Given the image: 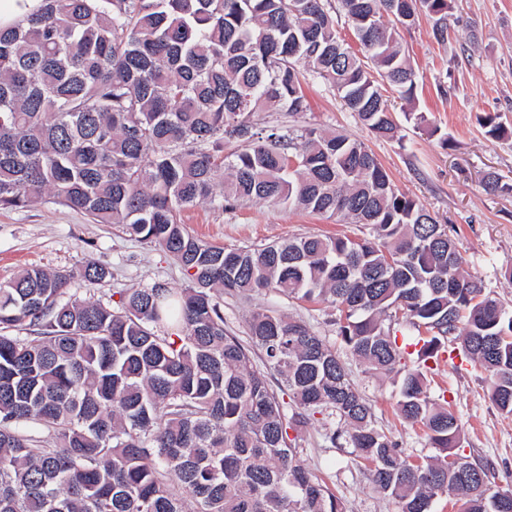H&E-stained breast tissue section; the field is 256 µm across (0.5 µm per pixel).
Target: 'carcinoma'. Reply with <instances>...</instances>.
<instances>
[{"instance_id": "cac0c4a2", "label": "carcinoma", "mask_w": 512, "mask_h": 512, "mask_svg": "<svg viewBox=\"0 0 512 512\" xmlns=\"http://www.w3.org/2000/svg\"><path fill=\"white\" fill-rule=\"evenodd\" d=\"M327 4L43 0L0 28V208L52 200L158 247L189 279L113 305L67 295L75 278L108 277L91 261L0 284V328L31 327L0 333V512H342L300 462L299 432L325 411L342 424L327 441L371 463L373 489L397 512H431L448 493L462 512H512L487 463L459 456L448 468L461 427L421 365L403 369L396 403L437 450L419 462L375 425L336 347L303 321L263 306L243 336L224 322L226 295L327 302L345 352L374 374L401 362L402 325L423 362L460 345L512 415V311L465 268L454 229L396 189L363 142L254 122L307 111L303 63L370 131L396 136L382 86L410 102L416 74L388 19L427 15L443 43L450 0H339L363 59ZM254 201L368 232L228 249L181 222L198 204Z\"/></svg>"}]
</instances>
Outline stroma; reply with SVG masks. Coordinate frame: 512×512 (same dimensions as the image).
I'll return each instance as SVG.
<instances>
[{"instance_id":"stroma-1","label":"stroma","mask_w":512,"mask_h":512,"mask_svg":"<svg viewBox=\"0 0 512 512\" xmlns=\"http://www.w3.org/2000/svg\"><path fill=\"white\" fill-rule=\"evenodd\" d=\"M448 23L451 35L444 44L434 40L427 16L397 28L417 75L413 102L394 90L386 92L397 139L375 136L334 91L313 78L306 86L310 108L296 115L295 122L364 142L400 192L454 228L466 267L485 290L512 305V195H493L484 187L489 172L512 184V0H456ZM409 109L424 113L426 123L407 120ZM488 116L507 127L505 137L488 136L483 124ZM182 219L199 238L227 248L309 233L362 234L355 224L264 202L231 213L200 204L185 210ZM90 261L106 266L109 277L94 290L77 278L70 290L80 296L91 291L106 302H117L134 289H177L189 283L185 271L163 251L116 226L91 223L84 214L49 202L0 209V283L28 267L71 270ZM256 304L276 307L303 320L328 343L338 342L334 308L274 293L249 300L225 297L228 326L244 333ZM346 363L372 405L377 427L398 439L406 454L433 455L423 429L403 423L396 413L398 375L368 372L351 357ZM428 379L430 396L447 402L461 423L460 455L488 461L496 485L512 488V416L492 404L488 373L443 352ZM325 428L326 418L318 414L303 429V465L332 489L345 512H394L393 502L373 490L368 463L354 459L348 447L327 442Z\"/></svg>"}]
</instances>
